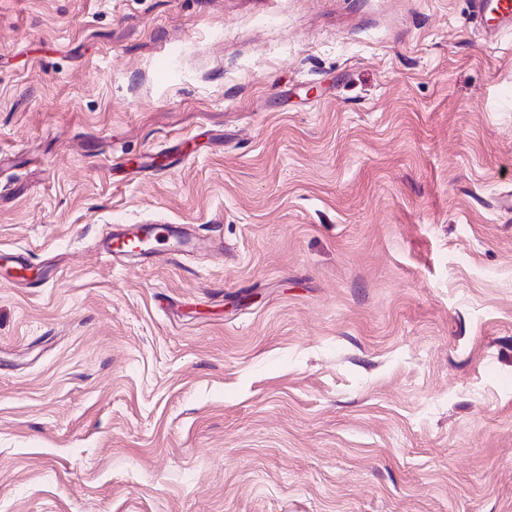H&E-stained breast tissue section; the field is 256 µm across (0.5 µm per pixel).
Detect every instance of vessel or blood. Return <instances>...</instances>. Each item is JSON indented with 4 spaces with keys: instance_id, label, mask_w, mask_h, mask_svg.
I'll return each mask as SVG.
<instances>
[{
    "instance_id": "b4317fda",
    "label": "vessel or blood",
    "mask_w": 512,
    "mask_h": 512,
    "mask_svg": "<svg viewBox=\"0 0 512 512\" xmlns=\"http://www.w3.org/2000/svg\"><path fill=\"white\" fill-rule=\"evenodd\" d=\"M475 18L490 17L512 26V0H472ZM194 239L180 224L130 225L117 237L103 238L101 255L109 261L136 257H177L191 252Z\"/></svg>"
}]
</instances>
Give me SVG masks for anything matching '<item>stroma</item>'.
I'll return each mask as SVG.
<instances>
[{
  "label": "stroma",
  "instance_id": "1",
  "mask_svg": "<svg viewBox=\"0 0 512 512\" xmlns=\"http://www.w3.org/2000/svg\"><path fill=\"white\" fill-rule=\"evenodd\" d=\"M506 194L471 0H0V512H512ZM194 241L183 224H132L120 236L104 237L99 251L110 262L136 257L156 259L162 255L176 258L192 252ZM22 261L15 265L14 267L7 270L6 274L11 278L4 276L5 281L10 280H23L28 283L40 282L43 284L47 277L43 269L40 267L35 268L30 266L28 263L21 259Z\"/></svg>",
  "mask_w": 512,
  "mask_h": 512
}]
</instances>
